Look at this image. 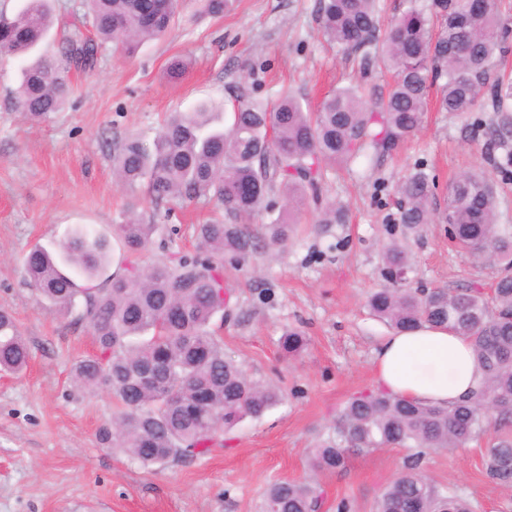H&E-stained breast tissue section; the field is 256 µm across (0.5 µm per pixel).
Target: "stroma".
I'll return each instance as SVG.
<instances>
[{"mask_svg":"<svg viewBox=\"0 0 512 512\" xmlns=\"http://www.w3.org/2000/svg\"><path fill=\"white\" fill-rule=\"evenodd\" d=\"M176 59L189 68L174 82L167 68ZM391 81L376 68L360 71L356 57L324 41L317 0H236L216 18L187 6L163 38L134 56L108 46L96 69L70 73L66 108L41 122L15 110L19 63L0 57V308L14 315L31 351L23 373L0 374V512H261L266 488L281 480L316 483L324 512H336L342 500L352 512H375L407 449L355 454L343 469L317 474L308 452L349 397L374 386V351L391 330L365 301L389 285L386 244L406 245L412 286L491 293L496 268L454 251L442 220L407 230L397 206L399 184L416 171L433 179L440 212L452 180L481 169L496 183L500 223L512 224V172L497 170L486 146L490 113L458 116L427 106L420 129L392 154L327 166L285 247L225 260L231 310L218 331L224 350L252 377L278 385L283 399L243 421L223 446L183 464L145 468L100 443L112 400L72 383L75 365L97 355V344L88 328L49 309L29 285L24 260L34 246L56 249L87 227L108 240L110 269L119 271L117 226L132 214L179 229L154 239L144 260L193 254V226L213 204L175 202L170 215H160L146 188H123L112 156L127 136L154 138L171 113L208 100L229 105L240 90L263 99L290 86L313 107L358 82L380 97ZM331 203L343 208L344 222L317 223ZM288 327L307 339L291 361L281 351ZM492 439L486 433L427 453L421 470L440 489L468 498L476 512H512V486L484 473Z\"/></svg>","mask_w":512,"mask_h":512,"instance_id":"35a3bbf8","label":"stroma"}]
</instances>
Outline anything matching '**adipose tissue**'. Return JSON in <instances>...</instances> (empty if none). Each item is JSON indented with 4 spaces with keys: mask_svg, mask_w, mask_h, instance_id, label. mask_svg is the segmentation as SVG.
<instances>
[{
    "mask_svg": "<svg viewBox=\"0 0 512 512\" xmlns=\"http://www.w3.org/2000/svg\"><path fill=\"white\" fill-rule=\"evenodd\" d=\"M373 364L378 388L434 406L456 404L483 381L467 338L444 328L423 326L387 336Z\"/></svg>",
    "mask_w": 512,
    "mask_h": 512,
    "instance_id": "1",
    "label": "adipose tissue"
}]
</instances>
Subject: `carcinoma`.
<instances>
[{"instance_id":"obj_1","label":"carcinoma","mask_w":512,"mask_h":512,"mask_svg":"<svg viewBox=\"0 0 512 512\" xmlns=\"http://www.w3.org/2000/svg\"><path fill=\"white\" fill-rule=\"evenodd\" d=\"M51 0H26L12 19L0 17V52L21 61L16 108L42 120L65 105L69 73L92 71L108 42L130 56L168 32L180 0H82L96 38L79 28L54 55L36 53L52 26ZM407 9L380 32V0H318L324 39L359 57L365 71L377 64L394 72L386 96L369 98L356 86L328 94L315 112L291 89L276 98L243 95L231 123L219 127L224 105L203 102L176 112L148 141L124 139L112 156L113 171L129 190L148 186L156 206L203 200L220 204L229 222L214 219L195 228L196 254L140 265L163 224L137 217L119 225L129 258L123 271L106 274L105 237L77 229L56 253L33 247L25 259L29 282L61 311L74 314L98 344L99 354L74 369L78 389L107 392L117 407L99 430L103 445L144 465H175L224 446V430L256 419L281 401L279 390L252 378L224 353L212 328L227 305L224 256L245 259L284 246L299 223L306 188H316L321 163L347 162L372 152L391 154L421 126L431 89L442 112H470L479 101L493 109L491 142L512 136V80L492 75L504 49L507 23L497 0L479 15L468 0H407ZM248 183L254 190L239 192ZM280 192L285 208L252 228L246 220L267 210ZM398 220L410 230L431 221L433 185L418 171L399 187ZM447 221L458 253L499 267L493 295L476 288L424 293L395 274L408 266L406 250L385 251L392 286L371 292L370 313L393 331L429 325L466 337L480 361L484 386L453 407L368 390L351 397L333 427L309 454L314 472L345 465L351 449L414 448L404 470L384 488L377 512H474L472 503L429 482L420 470L431 450L458 448L487 431L491 421L512 422V225L500 224L493 184L483 172L459 175L451 184ZM305 345L301 331L281 339L285 355ZM30 350L13 316L0 311V371L18 373ZM485 473L496 485L512 484V438L487 450ZM322 491L307 481H279L264 495L263 512H316Z\"/></svg>"}]
</instances>
